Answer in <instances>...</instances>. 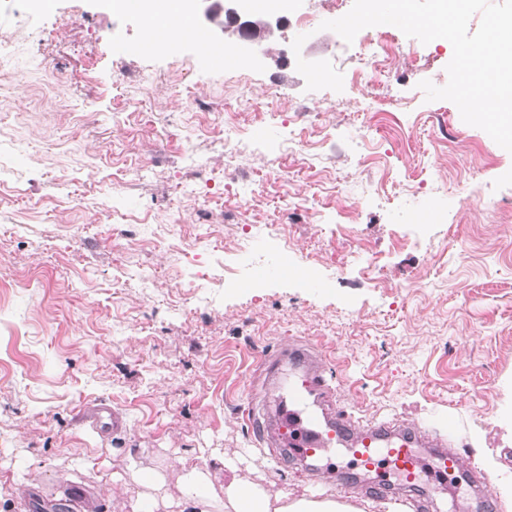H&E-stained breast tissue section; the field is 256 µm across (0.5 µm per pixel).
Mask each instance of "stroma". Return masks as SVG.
Instances as JSON below:
<instances>
[{
	"instance_id": "35a3bbf8",
	"label": "stroma",
	"mask_w": 512,
	"mask_h": 512,
	"mask_svg": "<svg viewBox=\"0 0 512 512\" xmlns=\"http://www.w3.org/2000/svg\"><path fill=\"white\" fill-rule=\"evenodd\" d=\"M314 28L223 68L193 39L143 54L139 14L110 0H0L25 79H0V512H130V464L224 460L244 481L369 512L371 477L343 487L269 461L240 407L278 389L254 356L320 348L350 418L409 423L479 465V488L435 484L429 512H505L512 487V153L418 84L448 81V41L394 30L380 81H354L363 44L322 29L332 0H282ZM232 112L234 154L224 152ZM221 181L210 223L197 170ZM279 235L239 237L224 213ZM181 233L170 236V222ZM102 402L123 423L83 427ZM455 424L444 435L442 417Z\"/></svg>"
}]
</instances>
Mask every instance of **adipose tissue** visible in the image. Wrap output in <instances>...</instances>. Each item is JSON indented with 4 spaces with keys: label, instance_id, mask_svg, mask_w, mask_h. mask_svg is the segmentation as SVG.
<instances>
[{
    "label": "adipose tissue",
    "instance_id": "1",
    "mask_svg": "<svg viewBox=\"0 0 512 512\" xmlns=\"http://www.w3.org/2000/svg\"><path fill=\"white\" fill-rule=\"evenodd\" d=\"M113 8L135 11L142 16L149 36L162 35L176 40L194 35L186 0H113ZM184 492L177 512H365L364 508L332 497L292 498L271 494L257 482L231 480L223 494H215L207 467L184 468Z\"/></svg>",
    "mask_w": 512,
    "mask_h": 512
}]
</instances>
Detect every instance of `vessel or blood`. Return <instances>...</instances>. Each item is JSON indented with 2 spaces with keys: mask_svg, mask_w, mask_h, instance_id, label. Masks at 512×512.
<instances>
[{
  "mask_svg": "<svg viewBox=\"0 0 512 512\" xmlns=\"http://www.w3.org/2000/svg\"><path fill=\"white\" fill-rule=\"evenodd\" d=\"M284 361L298 364L299 372L288 383V402L278 422L265 426L251 407L245 408L243 415L259 441L286 445L285 461H318L334 455L337 448H346L355 468L378 474L379 479L372 486L376 495L386 494L391 477L404 488L420 492L430 485L462 480L471 474L467 461L454 449L445 447L430 457H422L417 449V432L412 427H396L384 421L366 426L353 424L337 409L320 354L314 347L292 342L257 357L259 367L265 371ZM82 418L100 431L118 424L121 414L104 404H89L84 407Z\"/></svg>",
  "mask_w": 512,
  "mask_h": 512,
  "instance_id": "obj_1",
  "label": "vessel or blood"
}]
</instances>
